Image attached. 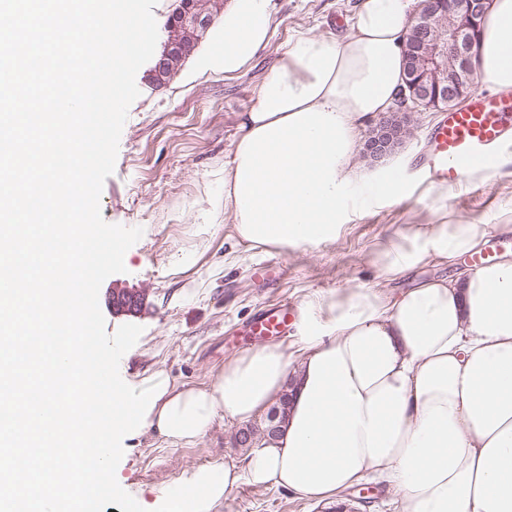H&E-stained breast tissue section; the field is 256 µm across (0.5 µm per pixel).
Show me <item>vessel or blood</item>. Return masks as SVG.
I'll return each mask as SVG.
<instances>
[{"instance_id": "b4317fda", "label": "vessel or blood", "mask_w": 512, "mask_h": 512, "mask_svg": "<svg viewBox=\"0 0 512 512\" xmlns=\"http://www.w3.org/2000/svg\"><path fill=\"white\" fill-rule=\"evenodd\" d=\"M512 138V100L474 94L469 102L442 115L426 137L422 173L433 183L456 182L471 165L494 161L499 148ZM288 313L261 311L251 324L259 336L282 333Z\"/></svg>"}]
</instances>
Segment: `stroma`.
Segmentation results:
<instances>
[{"label": "stroma", "instance_id": "stroma-1", "mask_svg": "<svg viewBox=\"0 0 512 512\" xmlns=\"http://www.w3.org/2000/svg\"><path fill=\"white\" fill-rule=\"evenodd\" d=\"M360 0H274L277 28L268 47L238 74L196 73L185 62L164 86H152L147 68L136 74L139 97L124 124L115 169L103 186L100 210L111 224L142 227V238L125 254V272L105 280L99 305L107 334L124 324L142 326L137 343L122 357L126 383L164 370L177 384L208 383L224 362L240 351L267 344L252 335L250 321L281 302L297 303L308 291H331L372 281L370 245L408 224L438 221L437 188L412 169L436 113H411L408 133L384 166L410 171L401 197L379 201L354 214L326 246H299L269 256L243 255L224 264L228 249L220 218L206 201L224 191L220 171L231 149L240 113L256 103V89L299 31L339 38ZM506 163L489 183L458 189L448 202V218L495 225L491 240L499 254L512 251V142L499 152ZM201 246L197 265L182 269L180 260L192 243ZM136 291L132 310L112 304L113 285ZM240 427L220 424L195 444L155 447L151 434L133 431L123 440L117 467L121 487L142 505L154 503L159 490L182 471L213 462L240 460L245 451L235 437ZM218 512H330L275 488L239 485L226 495Z\"/></svg>", "mask_w": 512, "mask_h": 512}]
</instances>
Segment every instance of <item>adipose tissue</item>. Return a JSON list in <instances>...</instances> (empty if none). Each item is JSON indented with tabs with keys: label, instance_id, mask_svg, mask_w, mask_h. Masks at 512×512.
I'll list each match as a JSON object with an SVG mask.
<instances>
[{
	"label": "adipose tissue",
	"instance_id": "1",
	"mask_svg": "<svg viewBox=\"0 0 512 512\" xmlns=\"http://www.w3.org/2000/svg\"><path fill=\"white\" fill-rule=\"evenodd\" d=\"M416 0H361L341 39L295 33L242 113L224 163L223 215L247 253L329 245L349 210L401 195L364 171V122L395 105ZM271 0H229L205 70L231 75L270 42ZM480 86L512 90V0H489ZM490 225L409 224L375 244L371 283L311 291L288 342L248 348L205 385L169 384L147 419L159 447L195 443L287 400L285 420L240 461L199 466L161 489L150 512H217L239 484L335 501L367 479L395 512H512V258L388 285L479 252ZM447 273H450L447 265L433 261L393 285H395L394 288H410L418 280Z\"/></svg>",
	"mask_w": 512,
	"mask_h": 512
}]
</instances>
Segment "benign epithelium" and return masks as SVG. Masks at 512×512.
<instances>
[{
  "instance_id": "1",
  "label": "benign epithelium",
  "mask_w": 512,
  "mask_h": 512,
  "mask_svg": "<svg viewBox=\"0 0 512 512\" xmlns=\"http://www.w3.org/2000/svg\"><path fill=\"white\" fill-rule=\"evenodd\" d=\"M223 9V0H175L168 15L161 49L149 70V80L163 85L195 50L203 33ZM487 0H429L414 17V39L404 45V86L401 99L411 109L445 110L475 90L474 58ZM404 128L391 115L378 118L363 143V155L378 162ZM113 303L132 307L138 296L112 287Z\"/></svg>"
}]
</instances>
